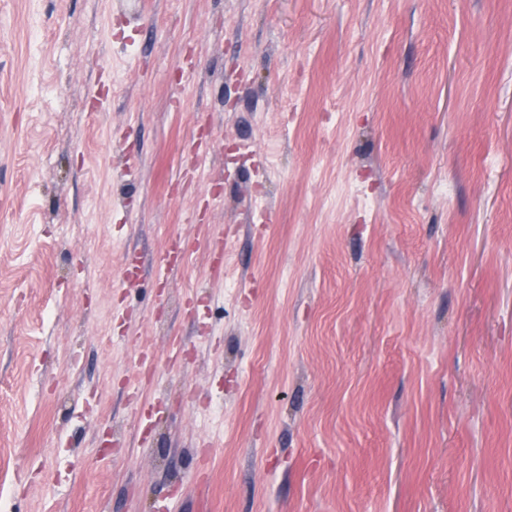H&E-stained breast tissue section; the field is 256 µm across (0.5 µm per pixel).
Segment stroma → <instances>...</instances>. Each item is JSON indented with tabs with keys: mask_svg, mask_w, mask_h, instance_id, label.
Segmentation results:
<instances>
[{
	"mask_svg": "<svg viewBox=\"0 0 512 512\" xmlns=\"http://www.w3.org/2000/svg\"><path fill=\"white\" fill-rule=\"evenodd\" d=\"M0 512H512V0H0Z\"/></svg>",
	"mask_w": 512,
	"mask_h": 512,
	"instance_id": "obj_1",
	"label": "stroma"
}]
</instances>
